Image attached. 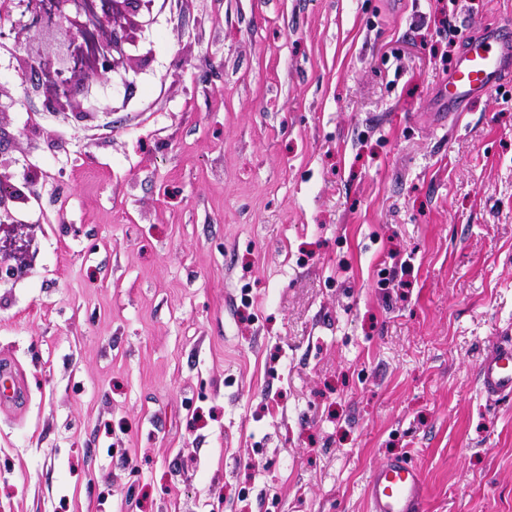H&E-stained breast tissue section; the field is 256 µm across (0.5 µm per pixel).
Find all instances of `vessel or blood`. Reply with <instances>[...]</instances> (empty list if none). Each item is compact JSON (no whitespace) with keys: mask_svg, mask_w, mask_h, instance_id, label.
I'll return each mask as SVG.
<instances>
[{"mask_svg":"<svg viewBox=\"0 0 512 512\" xmlns=\"http://www.w3.org/2000/svg\"><path fill=\"white\" fill-rule=\"evenodd\" d=\"M512 78V23L470 38L441 86L439 99L448 112L466 111L474 101ZM482 394L489 399L512 396V340L497 341L478 365ZM370 512H423L425 483L404 456L376 468L367 484Z\"/></svg>","mask_w":512,"mask_h":512,"instance_id":"obj_1","label":"vessel or blood"}]
</instances>
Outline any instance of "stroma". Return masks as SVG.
Listing matches in <instances>:
<instances>
[{
    "label": "stroma",
    "mask_w": 512,
    "mask_h": 512,
    "mask_svg": "<svg viewBox=\"0 0 512 512\" xmlns=\"http://www.w3.org/2000/svg\"><path fill=\"white\" fill-rule=\"evenodd\" d=\"M128 85L0 53L27 258L0 285V512H512V82L434 124L512 0H158ZM408 268V287L385 280ZM481 393L487 399L512 396V340L501 339L485 353L478 365ZM367 497L370 512H423L425 483L410 459L392 457L374 471Z\"/></svg>",
    "instance_id": "stroma-1"
}]
</instances>
